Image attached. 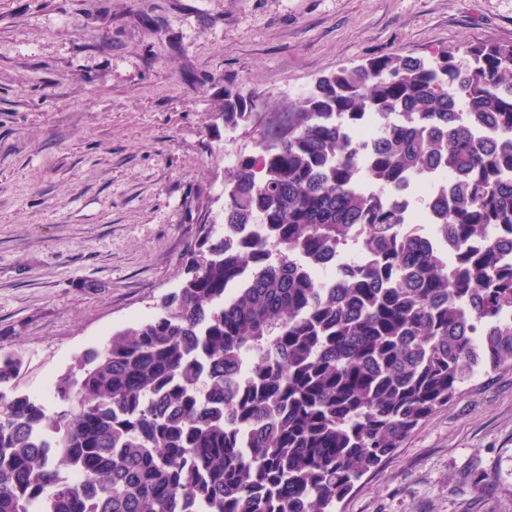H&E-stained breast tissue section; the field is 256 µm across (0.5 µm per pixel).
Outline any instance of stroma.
Returning <instances> with one entry per match:
<instances>
[{"instance_id":"obj_1","label":"stroma","mask_w":512,"mask_h":512,"mask_svg":"<svg viewBox=\"0 0 512 512\" xmlns=\"http://www.w3.org/2000/svg\"><path fill=\"white\" fill-rule=\"evenodd\" d=\"M512 45V0H0V351L19 390L159 311L224 210V80L267 126L389 53ZM337 512H512V364L475 375Z\"/></svg>"}]
</instances>
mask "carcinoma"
I'll return each mask as SVG.
<instances>
[{
    "label": "carcinoma",
    "instance_id": "carcinoma-1",
    "mask_svg": "<svg viewBox=\"0 0 512 512\" xmlns=\"http://www.w3.org/2000/svg\"><path fill=\"white\" fill-rule=\"evenodd\" d=\"M267 105L224 79V126ZM375 115L365 156L336 125ZM494 128L498 139L480 130ZM448 175L454 254L403 233L394 191ZM225 224H253L250 242ZM369 260L325 289L294 262ZM482 335H474L475 328ZM512 363V46L387 54L319 78L224 170L160 313L53 386L0 354V512H334L479 371ZM77 471L83 482L63 479Z\"/></svg>",
    "mask_w": 512,
    "mask_h": 512
}]
</instances>
